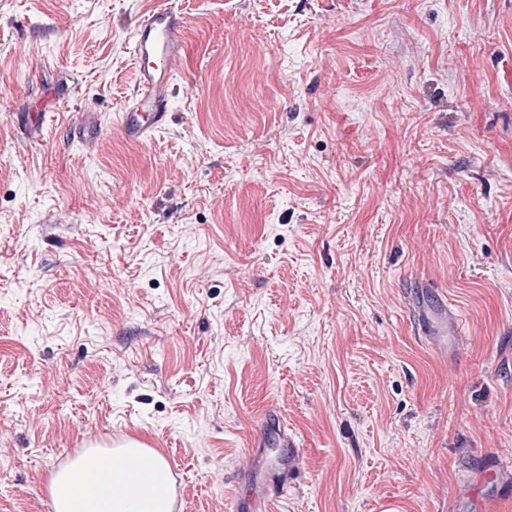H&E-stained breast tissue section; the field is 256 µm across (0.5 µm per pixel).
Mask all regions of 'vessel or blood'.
<instances>
[{
	"mask_svg": "<svg viewBox=\"0 0 512 512\" xmlns=\"http://www.w3.org/2000/svg\"><path fill=\"white\" fill-rule=\"evenodd\" d=\"M185 28V17L172 0H151L133 26L129 39L137 81L119 114V126L128 139L146 141L166 125L173 82L170 63L182 50ZM406 300L415 331L433 349L441 352L466 344L462 322L447 301L432 303L428 292L415 288L408 290ZM249 446L266 454L268 475L235 486L227 499V512H243L247 507L253 512H271L277 497L295 487L304 476V442L277 410L265 411ZM116 466L135 471L144 468L145 461L133 455L115 459L113 464L98 468L97 481L111 483ZM484 480L497 496H512L511 467L493 462L485 469Z\"/></svg>",
	"mask_w": 512,
	"mask_h": 512,
	"instance_id": "1",
	"label": "vessel or blood"
}]
</instances>
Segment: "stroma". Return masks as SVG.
Here are the masks:
<instances>
[{
  "label": "stroma",
  "mask_w": 512,
  "mask_h": 512,
  "mask_svg": "<svg viewBox=\"0 0 512 512\" xmlns=\"http://www.w3.org/2000/svg\"><path fill=\"white\" fill-rule=\"evenodd\" d=\"M175 5L140 143L145 0H0V512L117 436L226 512L271 407L305 441L276 512H449L512 455V0ZM422 280L462 351L414 335ZM170 0H153L133 26L129 39L136 87L119 113L124 135L144 142L167 124L173 74L170 62L180 55L185 16Z\"/></svg>",
  "instance_id": "35a3bbf8"
}]
</instances>
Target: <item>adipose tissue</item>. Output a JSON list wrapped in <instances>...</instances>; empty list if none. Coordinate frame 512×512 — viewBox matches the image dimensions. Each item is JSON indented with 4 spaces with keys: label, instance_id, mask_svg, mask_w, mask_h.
I'll list each match as a JSON object with an SVG mask.
<instances>
[{
    "label": "adipose tissue",
    "instance_id": "1",
    "mask_svg": "<svg viewBox=\"0 0 512 512\" xmlns=\"http://www.w3.org/2000/svg\"><path fill=\"white\" fill-rule=\"evenodd\" d=\"M124 451L148 454L150 463L141 472L115 469L108 487L96 484L93 475L114 449H86L57 470L49 485L53 512H172L174 484L165 458L136 440L128 441Z\"/></svg>",
    "mask_w": 512,
    "mask_h": 512
}]
</instances>
